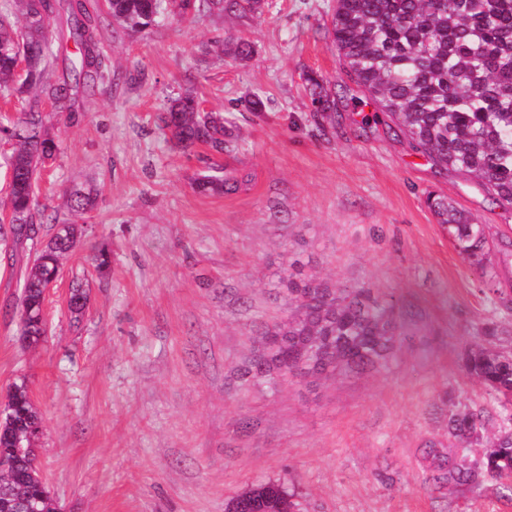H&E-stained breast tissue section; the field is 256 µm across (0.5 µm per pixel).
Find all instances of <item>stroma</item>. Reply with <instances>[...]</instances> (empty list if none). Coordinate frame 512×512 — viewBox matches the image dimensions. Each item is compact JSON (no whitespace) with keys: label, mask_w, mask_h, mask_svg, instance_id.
<instances>
[{"label":"stroma","mask_w":512,"mask_h":512,"mask_svg":"<svg viewBox=\"0 0 512 512\" xmlns=\"http://www.w3.org/2000/svg\"><path fill=\"white\" fill-rule=\"evenodd\" d=\"M88 2L113 79L75 94L72 118L42 102L60 152L37 179L39 234L18 251L0 236V403L26 383L41 416L37 466L63 512H225L277 479L306 512H512L502 480L450 495L423 465L429 443L448 438L444 391L498 410L462 354L491 315L484 281L512 300V209L424 157L351 80L332 44L335 0H261L146 31ZM316 82L330 112L313 103ZM187 93L223 117L234 151L186 148L159 129ZM217 166L244 177L238 192L198 188ZM75 186L95 194L92 211H70ZM431 193L487 225L488 270L455 250ZM60 224L84 231L46 293V335L27 347L24 274ZM296 262L304 278L393 302L386 367L274 391L241 385L257 337L288 313L281 277ZM77 277L89 305L76 322ZM380 470L394 486L376 481Z\"/></svg>","instance_id":"stroma-1"}]
</instances>
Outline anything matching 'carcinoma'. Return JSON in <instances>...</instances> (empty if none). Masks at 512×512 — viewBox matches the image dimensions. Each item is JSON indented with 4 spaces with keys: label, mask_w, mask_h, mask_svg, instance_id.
I'll list each match as a JSON object with an SVG mask.
<instances>
[{
    "label": "carcinoma",
    "mask_w": 512,
    "mask_h": 512,
    "mask_svg": "<svg viewBox=\"0 0 512 512\" xmlns=\"http://www.w3.org/2000/svg\"><path fill=\"white\" fill-rule=\"evenodd\" d=\"M58 0H0V97L25 101L22 134L10 165L38 177L59 150L39 115L48 98L60 112H73V91L94 89L110 80L100 58L96 27L83 0H68L67 38L75 47L69 73L50 82L47 70L56 58L51 21ZM181 16L256 11L260 0H107L108 14L124 28L160 26L168 11ZM332 36L339 57L352 79L392 118L435 165L451 168L484 189L501 205L512 208V0H336ZM27 62L23 76L16 61ZM164 127L186 147L207 144L224 150L231 134L224 119L200 110L195 97L171 101L161 117ZM242 181L224 172L202 176L203 191L235 192ZM34 193H9L13 242L34 239ZM428 207L448 226L455 249L471 264L484 268L490 251L486 225L471 224L447 202L427 198ZM69 208L86 213L95 206L91 192L73 188ZM81 235L76 224H63L36 252L24 275L18 299L20 312L39 304L42 288L58 269L60 258ZM288 294L296 299L293 313L264 331L282 337L281 344L259 352L239 369L243 384L277 382L287 377H330L386 364L396 341L394 306L370 288L336 287L287 274ZM512 320V302L494 304L479 329L482 344L468 349L466 371L500 401L502 411L488 415L462 407L448 395V446L433 443L426 451L434 489L461 490L494 477H512V354L499 350L503 322ZM24 413L41 423L24 383L9 393L0 423L13 428V440L0 439V453L13 469L0 470L3 494L40 496L46 512L56 507L36 466V448L24 428L11 419ZM240 497L241 512H302L300 496L286 480L270 481Z\"/></svg>",
    "instance_id": "1"
}]
</instances>
